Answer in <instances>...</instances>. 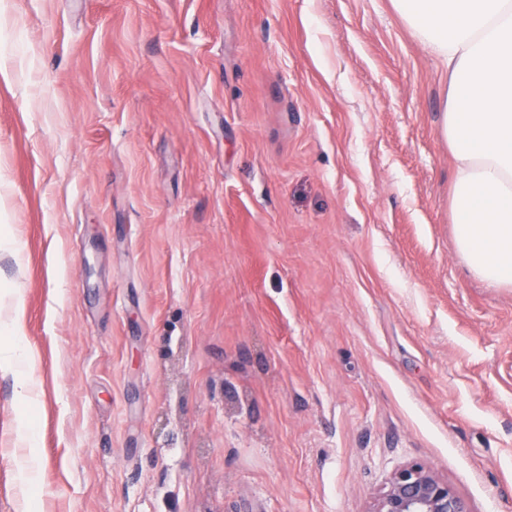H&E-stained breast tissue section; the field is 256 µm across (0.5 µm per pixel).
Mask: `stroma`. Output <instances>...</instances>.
Returning a JSON list of instances; mask_svg holds the SVG:
<instances>
[{
	"label": "stroma",
	"mask_w": 512,
	"mask_h": 512,
	"mask_svg": "<svg viewBox=\"0 0 512 512\" xmlns=\"http://www.w3.org/2000/svg\"><path fill=\"white\" fill-rule=\"evenodd\" d=\"M447 94L391 0H0V512H512ZM369 512H470L465 501L426 465L414 462L393 472Z\"/></svg>",
	"instance_id": "stroma-1"
}]
</instances>
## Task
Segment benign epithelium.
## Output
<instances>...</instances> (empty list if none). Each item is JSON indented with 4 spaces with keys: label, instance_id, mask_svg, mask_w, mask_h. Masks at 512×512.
I'll return each mask as SVG.
<instances>
[{
    "label": "benign epithelium",
    "instance_id": "1",
    "mask_svg": "<svg viewBox=\"0 0 512 512\" xmlns=\"http://www.w3.org/2000/svg\"><path fill=\"white\" fill-rule=\"evenodd\" d=\"M369 512H469L465 501L426 465L414 462L393 472Z\"/></svg>",
    "mask_w": 512,
    "mask_h": 512
}]
</instances>
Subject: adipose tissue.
Wrapping results in <instances>:
<instances>
[{"label": "adipose tissue", "instance_id": "ef3b65f1", "mask_svg": "<svg viewBox=\"0 0 512 512\" xmlns=\"http://www.w3.org/2000/svg\"><path fill=\"white\" fill-rule=\"evenodd\" d=\"M392 2L448 71L458 254L488 286H512V0Z\"/></svg>", "mask_w": 512, "mask_h": 512}]
</instances>
